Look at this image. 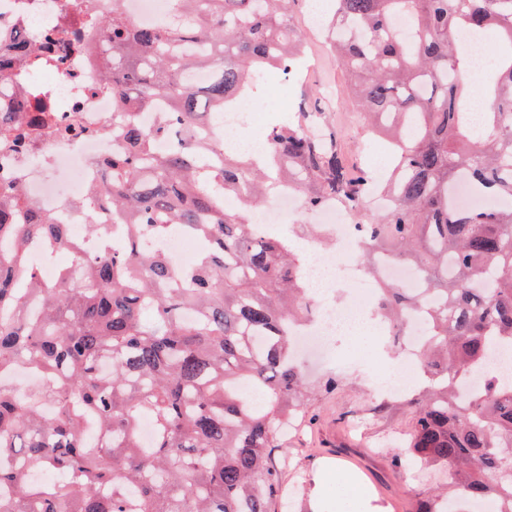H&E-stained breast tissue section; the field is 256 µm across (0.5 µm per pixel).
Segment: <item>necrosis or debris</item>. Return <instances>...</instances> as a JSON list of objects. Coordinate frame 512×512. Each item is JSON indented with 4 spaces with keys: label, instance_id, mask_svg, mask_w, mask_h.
<instances>
[{
    "label": "necrosis or debris",
    "instance_id": "necrosis-or-debris-1",
    "mask_svg": "<svg viewBox=\"0 0 512 512\" xmlns=\"http://www.w3.org/2000/svg\"><path fill=\"white\" fill-rule=\"evenodd\" d=\"M119 9L134 22L144 25L162 17H177L174 0H0V33L30 36L34 49H41V35L62 25L77 30L85 44L84 53L63 64L48 63L38 78L9 72L0 75V96L16 101L31 88H38L60 117H76L86 135L62 139L40 136L26 149L0 140V179H9L27 202L56 223L79 230L85 214H93L104 232L122 238L112 228V210L98 195L99 164L110 156L117 142L112 136V114L118 111L112 93L105 87L99 39L86 23L91 13ZM325 232L336 242V255L306 266L304 280L311 296L319 302L317 322L293 334L294 352L325 355L332 336L341 327L357 324L370 314L378 281L399 283L408 289L420 287L413 264L378 260L377 278L359 275L362 246L354 225L348 224L344 209L331 202L317 213ZM351 281L355 288L348 299L333 300L338 283Z\"/></svg>",
    "mask_w": 512,
    "mask_h": 512
}]
</instances>
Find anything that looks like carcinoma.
<instances>
[{"instance_id":"carcinoma-1","label":"carcinoma","mask_w":512,"mask_h":512,"mask_svg":"<svg viewBox=\"0 0 512 512\" xmlns=\"http://www.w3.org/2000/svg\"><path fill=\"white\" fill-rule=\"evenodd\" d=\"M176 2L178 23L138 25L115 7L89 20L112 47V97L131 108L112 117L125 147L102 162V195L125 244L88 253L70 225L16 192L0 195V461L57 476L34 482L22 466L0 464V490H11L0 512H274L282 495L275 451L304 399L292 333L311 299L303 257L259 230L252 212L286 187L309 210L336 199L362 217L372 179L345 165L335 132L311 136L320 112L272 128L259 158L221 151L222 130L198 141L199 114L236 110L260 83L298 74L294 0ZM403 15L408 36L396 24ZM330 25L375 125L399 123L382 189L393 204L360 225L364 260L410 261L423 288L383 283L376 313L397 331L416 309L428 318L418 368L433 385L416 402L407 453L392 463L446 477L448 491L418 512H457L462 499L512 512V383L490 373L481 393L458 390L512 346V208L451 209L461 181L512 198V0H334ZM485 30L501 59L487 83L473 84L493 97L475 133L454 37ZM83 48L77 33L57 29L41 55L20 41L0 51V70L21 61L31 71ZM202 66L211 79L195 85L190 73ZM158 104L165 117L149 130L138 113ZM75 130L35 93L0 112V134L16 142ZM172 230L202 243L188 268L143 246ZM33 238L70 255L54 283L28 262ZM18 369L46 385L14 390ZM144 418L149 445L138 437ZM91 432L101 440L90 443Z\"/></svg>"}]
</instances>
